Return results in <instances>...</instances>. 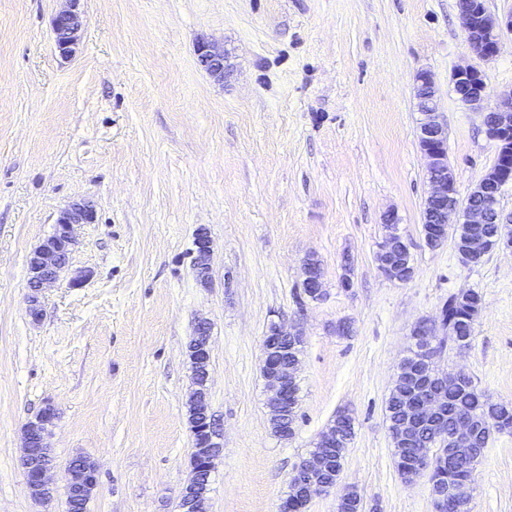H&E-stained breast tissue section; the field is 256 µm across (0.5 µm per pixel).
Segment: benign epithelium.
I'll list each match as a JSON object with an SVG mask.
<instances>
[{
  "mask_svg": "<svg viewBox=\"0 0 512 512\" xmlns=\"http://www.w3.org/2000/svg\"><path fill=\"white\" fill-rule=\"evenodd\" d=\"M66 10L58 13L53 20L54 45L59 55L65 59L73 58L79 48L80 31L82 28L81 0H68ZM465 33L468 52L484 59L491 60L500 51L503 31L512 33V11L503 16L488 13L485 7H480L471 16L461 18ZM196 59L200 67L218 77L224 76L228 69V52L201 42L196 48ZM416 83L426 91L420 109L418 122V144L420 151L427 159V176L432 186L428 201L436 206L437 235L433 246L437 247L447 241L448 215L459 209L456 200L455 176L448 165V131L438 112L434 81L430 73L421 71L416 76ZM453 88L463 89L459 94L461 102L469 109L481 113L482 119L494 114L495 124L485 125L488 138L494 143L496 159L487 169L480 182L471 192V199L463 209L464 223L480 227L486 224L498 225L499 233L496 238L512 239V217L506 218L500 208V196L504 186L512 182V88L491 91L485 84L481 72L474 67L456 70L452 75ZM95 220V210L85 201H73L60 210L54 230L59 237L56 243L48 241L40 244L31 254L28 261L27 299L30 315L37 319L41 315L40 294L45 285L59 279L61 273L69 264L70 255L76 243L77 227L91 224ZM397 218L390 213L386 216L385 224L388 234L380 245L377 261L382 273L392 276L397 267L391 261L392 250L401 244L402 239L396 232ZM203 235L196 243L197 256L195 270L200 273L210 271V256L212 240L210 235ZM491 249V238L480 229L469 238L464 258L474 263L485 256ZM196 328L207 336L203 341H194L188 356L193 362L194 371L207 365L211 360L210 324L207 320L197 321ZM435 328L427 323H420L414 330L424 344L425 370L421 376L423 381L414 390L410 399V411L399 424V433L411 438L419 425L428 420L434 421L437 428L442 427L448 417V389L457 386L465 372L458 370L453 373H440L435 368V359L440 355L434 345ZM265 380L272 396L269 400L271 409L270 421L281 423L288 411V402L293 399V384L296 381L297 364L283 358H273L264 354ZM56 418V410L48 405L39 413L36 419L29 421L24 428V468L27 486L33 499L40 502L49 501V495L54 491L47 479V473L54 463L45 462L36 457L33 451L35 437H41L46 442L48 425ZM475 423L468 417H459L452 423V434H441L434 438L431 446L420 448L413 456V465L406 473V479L412 480L427 473L433 474L436 460L448 455L457 458H473L476 449L473 448ZM338 433L336 427L328 426L321 432L316 449L305 457L299 467L295 468L289 478L288 497L282 499L279 512H291L290 504L302 502L309 504L314 496L334 489L338 479H327L325 473L331 455L335 452ZM223 436H212L206 445L193 447L191 455V472L187 481L179 490L177 512H208L209 489L203 482L205 475L215 469V461L223 450ZM70 480L68 487L78 488L88 497L95 491V485L88 479V473L98 471L94 460L76 461L69 463ZM469 488L464 485L449 486L443 481H431V500L433 512H467L469 504Z\"/></svg>",
  "mask_w": 512,
  "mask_h": 512,
  "instance_id": "obj_1",
  "label": "benign epithelium"
}]
</instances>
